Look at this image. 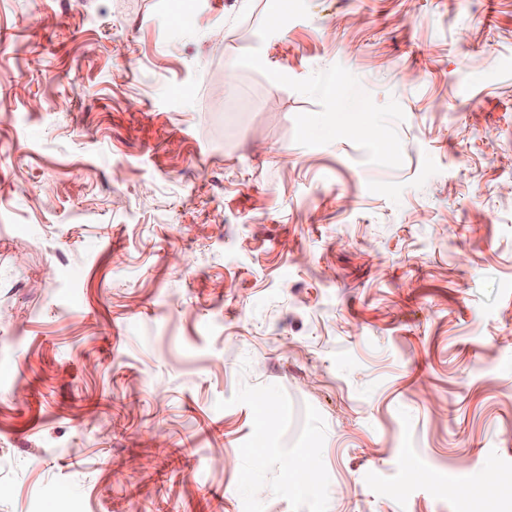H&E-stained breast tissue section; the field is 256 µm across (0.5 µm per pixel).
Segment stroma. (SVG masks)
Returning a JSON list of instances; mask_svg holds the SVG:
<instances>
[{
    "mask_svg": "<svg viewBox=\"0 0 512 512\" xmlns=\"http://www.w3.org/2000/svg\"><path fill=\"white\" fill-rule=\"evenodd\" d=\"M273 5L0 0V512H512V0Z\"/></svg>",
    "mask_w": 512,
    "mask_h": 512,
    "instance_id": "1",
    "label": "stroma"
}]
</instances>
